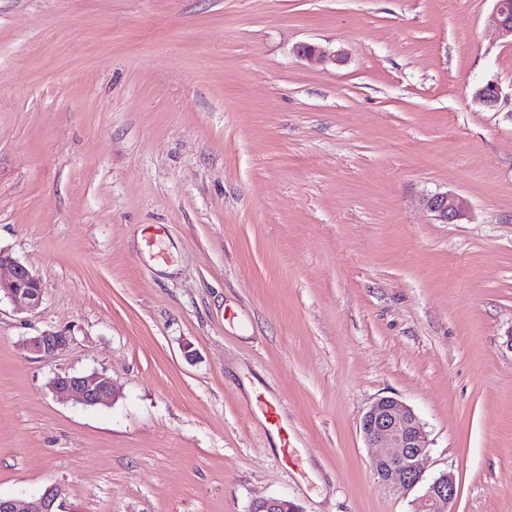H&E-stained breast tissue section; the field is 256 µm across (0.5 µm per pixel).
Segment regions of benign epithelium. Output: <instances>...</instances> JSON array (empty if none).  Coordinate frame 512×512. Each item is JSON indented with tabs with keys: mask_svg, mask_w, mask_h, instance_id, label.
Masks as SVG:
<instances>
[{
	"mask_svg": "<svg viewBox=\"0 0 512 512\" xmlns=\"http://www.w3.org/2000/svg\"><path fill=\"white\" fill-rule=\"evenodd\" d=\"M493 21L504 38H512V0H495ZM500 91L488 82L476 90V97L486 107L497 105ZM425 207L444 224L460 220L464 214L462 200L452 193H437L424 199ZM8 276L0 277V296L22 304L29 309L39 306L43 289L38 276L12 255L0 249V270ZM74 342L69 329L44 331L26 340L30 353L43 360H51ZM54 396L62 401H74L85 406L103 404L115 397L116 387L110 376L93 371L83 374L58 373L49 382ZM360 430L368 447L375 449L371 469L379 482L391 487L415 488L423 480L427 459V435L412 408L397 398L385 396L373 402L364 413ZM62 490L56 485L26 504L25 510L17 503L0 497V512H62ZM456 496L455 478L442 473L429 482L414 502V512H449ZM251 512H298L294 505L281 498L256 502Z\"/></svg>",
	"mask_w": 512,
	"mask_h": 512,
	"instance_id": "7a95c632",
	"label": "benign epithelium"
}]
</instances>
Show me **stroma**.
<instances>
[{
    "mask_svg": "<svg viewBox=\"0 0 512 512\" xmlns=\"http://www.w3.org/2000/svg\"><path fill=\"white\" fill-rule=\"evenodd\" d=\"M493 11L0 0V247L43 287L31 311L0 301V496L412 512L419 489L378 483L359 429L388 395L428 435L425 479L454 474L453 512H512V44ZM445 192L457 223L422 205ZM67 326L55 359L25 349ZM94 370L114 402L48 388Z\"/></svg>",
    "mask_w": 512,
    "mask_h": 512,
    "instance_id": "1",
    "label": "stroma"
}]
</instances>
